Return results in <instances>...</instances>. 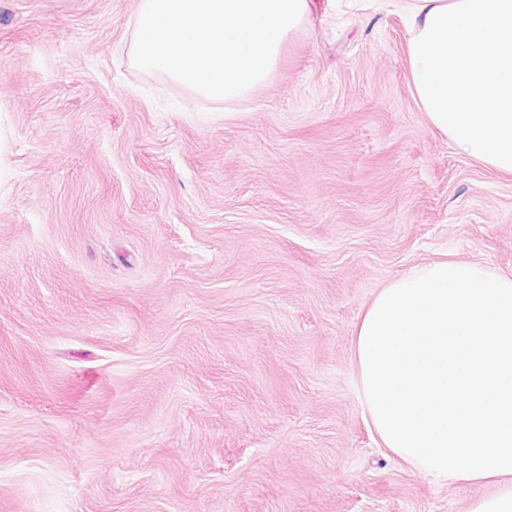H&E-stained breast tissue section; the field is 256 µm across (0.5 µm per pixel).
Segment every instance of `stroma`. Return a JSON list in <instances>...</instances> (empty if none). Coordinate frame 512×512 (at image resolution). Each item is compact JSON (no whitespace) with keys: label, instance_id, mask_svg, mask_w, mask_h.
I'll return each instance as SVG.
<instances>
[{"label":"stroma","instance_id":"35a3bbf8","mask_svg":"<svg viewBox=\"0 0 512 512\" xmlns=\"http://www.w3.org/2000/svg\"><path fill=\"white\" fill-rule=\"evenodd\" d=\"M136 0H0V512H466L380 448L353 339L512 174L433 129L394 0H311L248 102L135 69Z\"/></svg>","mask_w":512,"mask_h":512}]
</instances>
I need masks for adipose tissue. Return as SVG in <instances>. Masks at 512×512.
Here are the masks:
<instances>
[{"mask_svg": "<svg viewBox=\"0 0 512 512\" xmlns=\"http://www.w3.org/2000/svg\"><path fill=\"white\" fill-rule=\"evenodd\" d=\"M415 100L460 150L512 173V0H407ZM363 415L432 480L512 512V274L443 259L376 293L353 345Z\"/></svg>", "mask_w": 512, "mask_h": 512, "instance_id": "adipose-tissue-1", "label": "adipose tissue"}]
</instances>
